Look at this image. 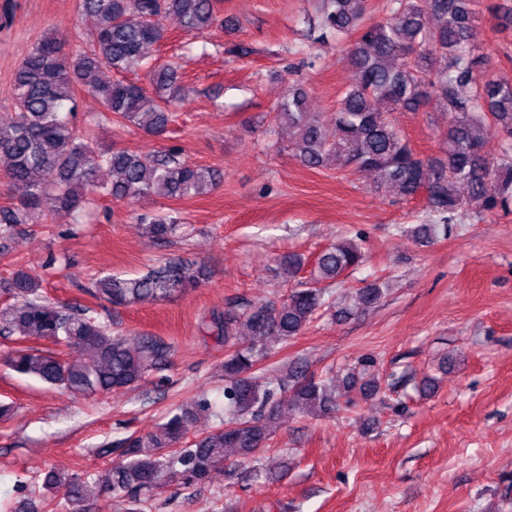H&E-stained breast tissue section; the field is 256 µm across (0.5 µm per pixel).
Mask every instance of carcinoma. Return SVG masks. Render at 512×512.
<instances>
[{
  "instance_id": "cac0c4a2",
  "label": "carcinoma",
  "mask_w": 512,
  "mask_h": 512,
  "mask_svg": "<svg viewBox=\"0 0 512 512\" xmlns=\"http://www.w3.org/2000/svg\"><path fill=\"white\" fill-rule=\"evenodd\" d=\"M81 14L96 20L88 48H66L55 35L37 42L14 76V112L0 120V163L18 202L0 206V239H12L23 224H46L77 211L88 196L134 202L155 193L187 199L213 190L221 170L188 161L175 146L145 153L101 149L78 129L76 87L96 96L103 112L151 135L162 134L174 115L170 106L187 95L177 70L149 60V48L164 39L161 19L176 16L184 32L202 35L217 25L218 0H78ZM317 41L355 37L349 50L357 82L342 94L336 111L307 112L299 87L281 102L273 122L294 134L289 150L304 167L333 162L343 170H367L379 190L406 199L427 195L426 222L411 229L420 241L448 235L466 208L512 212V82L501 79L478 41V0H386V14L368 16L367 0H318ZM114 78L104 81L102 69ZM144 68L149 86L124 75ZM435 105L453 115L444 134L443 157L415 152L388 119L390 112H418ZM500 138V155L485 151V133ZM148 239L181 233L177 215L138 217ZM365 260L358 244L345 240L321 251L311 281L264 301L233 297L204 323L205 333L224 346V416L219 425L195 431L204 398L182 402L152 432L120 443L118 459L89 474L50 468L40 477L42 504L50 512H91L90 485L145 512L152 493L171 481L201 484L231 452L258 460L270 429L283 412L314 418L351 403L385 394L377 359L365 356L340 374L322 379L298 367L276 383L260 372L273 354L272 340L288 342L334 306L323 284H340ZM202 269L187 259L155 262L134 277L105 273L93 297L114 306L176 298L198 285ZM6 288L14 303L0 309V335L24 343L9 362L18 375L74 397L131 387L163 369L172 348L162 338L112 336V325L82 304H58L42 294L38 274L21 268ZM386 292L380 281L353 292L338 309L351 314L376 306ZM30 340L43 347L27 346ZM83 350L71 360L63 352Z\"/></svg>"
}]
</instances>
